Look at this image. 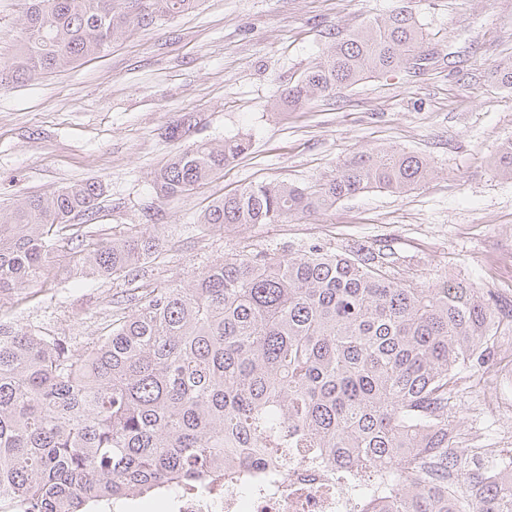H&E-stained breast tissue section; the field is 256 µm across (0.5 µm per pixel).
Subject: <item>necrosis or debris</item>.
Here are the masks:
<instances>
[{"instance_id":"necrosis-or-debris-1","label":"necrosis or debris","mask_w":512,"mask_h":512,"mask_svg":"<svg viewBox=\"0 0 512 512\" xmlns=\"http://www.w3.org/2000/svg\"><path fill=\"white\" fill-rule=\"evenodd\" d=\"M264 471L265 478L247 489L220 482L205 491L188 487L159 496L160 512H362L366 494L379 490L308 456Z\"/></svg>"}]
</instances>
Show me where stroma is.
Listing matches in <instances>:
<instances>
[{
	"label": "stroma",
	"instance_id": "obj_1",
	"mask_svg": "<svg viewBox=\"0 0 512 512\" xmlns=\"http://www.w3.org/2000/svg\"><path fill=\"white\" fill-rule=\"evenodd\" d=\"M400 0H201L167 23L135 30L100 57L0 89V207L95 179L104 186L90 236L57 253L46 288L0 300V323L49 329L75 346L107 333L114 302L134 288L177 283L226 257L366 245L402 272L464 279L512 299V179L489 162L512 138V88L495 77L512 57V0H415L439 51L420 73L393 72L288 112L283 89L331 43ZM199 125L182 142L166 129ZM247 138L249 153L210 183L158 198L154 176L178 144ZM397 147L431 159L426 184L366 191L281 224L207 229L214 198L258 181L313 185L354 152ZM150 224L161 241L115 279H77L81 250ZM462 448H512V335L448 397Z\"/></svg>",
	"mask_w": 512,
	"mask_h": 512
}]
</instances>
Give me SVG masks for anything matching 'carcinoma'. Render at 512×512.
I'll use <instances>...</instances> for the list:
<instances>
[{"mask_svg":"<svg viewBox=\"0 0 512 512\" xmlns=\"http://www.w3.org/2000/svg\"><path fill=\"white\" fill-rule=\"evenodd\" d=\"M0 88L95 57L118 38L195 9L199 0H27ZM426 45L412 8L334 40L281 104L297 109L358 82L411 70ZM244 137L196 141L155 175L163 199L192 193L247 154ZM512 179V139L490 162ZM431 161L393 147L358 151L315 188L259 182L213 199L198 223L278 224L368 190L406 193ZM98 181L0 208V299L44 282L60 244L96 214ZM157 231L129 228L77 261L119 277L151 258ZM109 332L70 337L0 324V512H103L129 495L207 489L219 466L246 485L250 449L269 462L296 448L336 467L385 469L392 494L363 512H512V448L471 473L455 447L448 393L512 331V304L464 280L426 283L370 248L236 254L185 284L148 288ZM238 454L224 457V449ZM458 480L448 482V474Z\"/></svg>","mask_w":512,"mask_h":512,"instance_id":"obj_1","label":"carcinoma"}]
</instances>
